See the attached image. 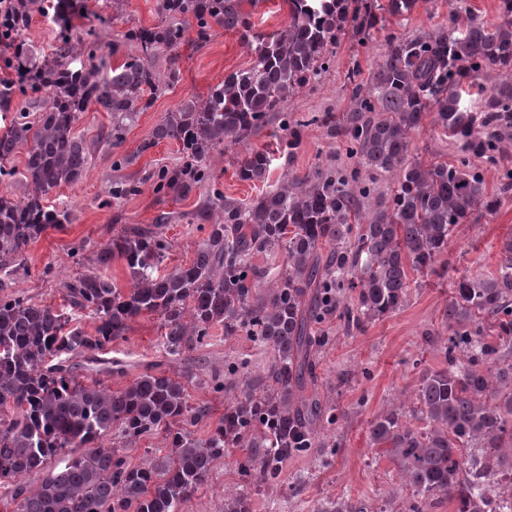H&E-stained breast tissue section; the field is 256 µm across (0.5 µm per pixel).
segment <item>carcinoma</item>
Returning <instances> with one entry per match:
<instances>
[{
  "label": "carcinoma",
  "mask_w": 512,
  "mask_h": 512,
  "mask_svg": "<svg viewBox=\"0 0 512 512\" xmlns=\"http://www.w3.org/2000/svg\"><path fill=\"white\" fill-rule=\"evenodd\" d=\"M287 2L288 24L271 33L253 30L237 0H158L160 24L123 32L124 43L153 55L176 52L191 30L203 43L217 26L241 28L254 53L250 67L171 113L143 144L144 151L165 138L182 145V164L161 173L156 191L179 195L209 180L215 154L255 134L274 112L288 132L282 151L292 156L317 117L288 121V102L322 75L346 28L368 38L381 21L373 6L355 0ZM417 3L387 0L382 9L406 16ZM84 9L86 0H72L56 44L38 57L21 35L34 15L52 10V0H12L0 19V36L13 49L0 60V111L13 113L0 133V184L14 180L13 157L21 152V176L31 187L20 201L0 192V269L47 229L69 223V213L44 205V196L78 181L91 163V147L74 133L79 113H111L105 143L117 146L145 93L177 79L176 71L163 75L132 55L106 67L97 59L104 43L75 24ZM488 67L501 80L471 107L460 87ZM352 95V112L333 132L344 137L353 166L286 174L247 203L213 197L224 218L211 225L190 265L155 274L168 244L149 229L112 238L98 262L122 258L130 290L97 273L65 286L68 304L94 315L95 334L67 326L51 305L0 297V487L11 490L13 512H180L231 448L250 449L238 470L244 483L261 488L281 482L288 458L317 447L322 429L336 420L334 408L310 391L325 317L336 315L352 332L395 312L410 288L408 270L436 272L454 227L498 207L469 156L494 161L512 148V0H500V22L491 27L470 17L428 41L387 38L370 85L355 84ZM429 116L461 144L456 162L411 156L412 134ZM271 164L268 152L254 150L239 177L262 181ZM362 169L392 178L386 198L373 201ZM281 249L284 269L253 263ZM500 253L494 274L456 282L442 314L445 337L429 340L448 367L423 375L412 407H393L371 423L373 446L397 465L409 492L401 512H426L440 497L455 512H501L497 500L512 501V481L503 480L512 476V237ZM143 314L162 318L172 356L219 326L226 336H250L271 355L268 370L227 404L207 439L174 429L189 412L205 416L190 408L178 377L145 372L112 390L75 375L73 358L123 337ZM409 414L425 426H414ZM114 428L130 444L159 432L169 453L132 466L122 449L102 446ZM32 472L44 477L29 490L23 478ZM224 512H250L247 492L224 494ZM323 512L366 507L341 498Z\"/></svg>",
  "instance_id": "obj_1"
}]
</instances>
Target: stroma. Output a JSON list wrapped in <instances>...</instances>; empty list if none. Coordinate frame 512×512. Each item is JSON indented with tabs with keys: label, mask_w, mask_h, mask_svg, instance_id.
<instances>
[{
	"label": "stroma",
	"mask_w": 512,
	"mask_h": 512,
	"mask_svg": "<svg viewBox=\"0 0 512 512\" xmlns=\"http://www.w3.org/2000/svg\"><path fill=\"white\" fill-rule=\"evenodd\" d=\"M99 17H87L84 24L95 29L100 17L111 18L107 41L116 42L129 27H151L158 23L156 0H99ZM500 0H419L407 17L386 16L383 31L362 40L354 31L342 34L333 48L328 71L317 83L301 90L288 104L296 118L332 112L342 116L352 107L349 70H357L359 82H369L382 63L387 37L402 39L427 36L448 26L450 11L473 13L486 24L499 16ZM253 54L245 46L241 31L215 29L206 43L188 40L177 53L160 52L146 58V65L163 70L176 67L177 83L158 92L135 123L123 143L109 149L98 146L111 116L93 109L80 114L75 134L97 151L82 178L50 193L47 205L67 210L69 224L48 229L31 243L19 263L10 271L0 270V296H22L56 308H63L64 285L84 274L100 271L121 290H129L131 278L122 259L99 266L101 249L125 228L138 226L160 232L169 249L158 266L159 273L190 264L200 244L207 238L214 219L207 204L214 193L246 202L272 188L286 173L303 174L314 168H340L350 160L342 138L332 136L326 126L306 128L290 162L276 160L265 181L241 180L238 171L255 150L275 149L284 134L278 117L247 141L225 147L216 157L209 181L194 186L180 197L156 192L162 169L179 166V142L163 140L151 144L155 128L166 113L176 111L188 100L206 96L231 72L249 67ZM412 153L423 161H454L457 147L441 128L424 123L412 135ZM512 170V149L500 154L496 165H481L487 189L499 194L495 214L474 213L469 222L456 227L435 273L411 272V288L404 306L394 314L373 321L365 331L345 334L336 328L335 318L325 327L331 340L316 355L318 392L336 408L335 425L324 430V445L308 455L289 458L280 485L274 490L251 493L252 512H316L328 500L350 498L365 502L369 512H383L389 500H403L407 492L400 483L392 459L373 449L368 440L371 421L394 404L411 403L421 375L447 367L442 352L425 337L441 329V315L451 300L455 283L461 277L495 271L501 245L512 236V192L500 194L502 175ZM136 185V194L122 199L110 195L112 183ZM165 329L157 315H143L130 322L124 338L113 341L102 351L77 358V371L88 380L100 381L117 390L148 370L188 377L190 405L207 404L209 414L200 421L184 419L182 427L192 436L204 439L224 415L233 392L218 388L224 380L225 364L246 359L251 372L266 369L270 356L245 336L225 337L215 328L210 339L195 350L168 355L163 348ZM105 446L124 449L135 466L166 455L162 435L149 433L133 445H126L119 432L104 438ZM246 451L233 448L218 461L207 483L181 507V512H221L225 491L237 488L241 480L237 463Z\"/></svg>",
	"instance_id": "obj_1"
}]
</instances>
